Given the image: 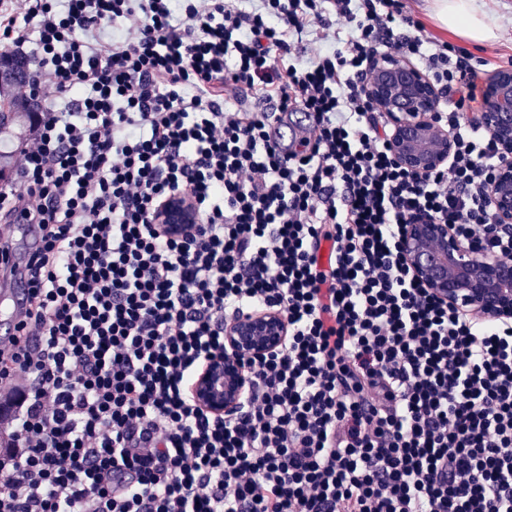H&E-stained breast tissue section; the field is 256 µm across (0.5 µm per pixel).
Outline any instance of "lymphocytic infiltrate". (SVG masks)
I'll use <instances>...</instances> for the list:
<instances>
[{
    "label": "lymphocytic infiltrate",
    "instance_id": "1",
    "mask_svg": "<svg viewBox=\"0 0 512 512\" xmlns=\"http://www.w3.org/2000/svg\"><path fill=\"white\" fill-rule=\"evenodd\" d=\"M5 50L35 119L0 187L24 285L0 512H512V319L440 303L400 248L426 214L512 259L465 48L405 0H0ZM381 53L447 93L446 168L395 163L361 94ZM179 191L199 222L174 236L153 216ZM17 224L40 236L15 262ZM266 307L286 346L213 417L189 384Z\"/></svg>",
    "mask_w": 512,
    "mask_h": 512
}]
</instances>
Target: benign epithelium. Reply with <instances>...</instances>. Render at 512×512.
<instances>
[{
  "mask_svg": "<svg viewBox=\"0 0 512 512\" xmlns=\"http://www.w3.org/2000/svg\"><path fill=\"white\" fill-rule=\"evenodd\" d=\"M382 112L389 148L398 165L426 175L446 167L456 140L437 122L444 98L441 88L409 58L376 54L362 89ZM467 118L487 130L501 162L488 185V201L498 230H512V68L496 70L484 84L481 111ZM198 222L191 199L170 195L155 223L171 234ZM401 253L414 278L438 301L478 319L512 317V260L477 244H466L447 224L420 215L407 226ZM288 321L267 308L238 316L224 325V352L208 358L192 385L195 403L204 411L229 418L239 410L250 385L245 361L282 350Z\"/></svg>",
  "mask_w": 512,
  "mask_h": 512,
  "instance_id": "obj_1",
  "label": "benign epithelium"
}]
</instances>
